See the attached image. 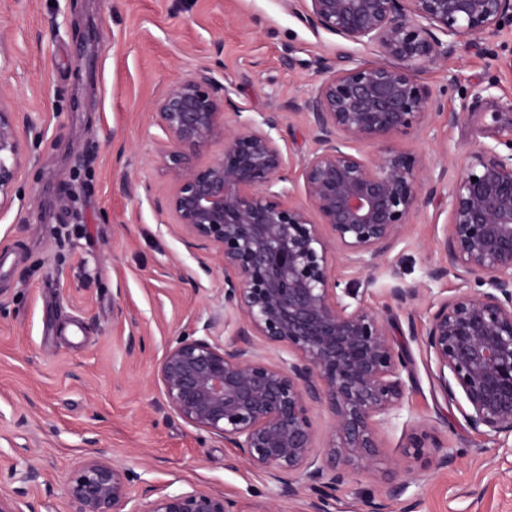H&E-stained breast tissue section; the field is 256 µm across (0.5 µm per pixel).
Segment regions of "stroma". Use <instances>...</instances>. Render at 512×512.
<instances>
[{
	"label": "stroma",
	"instance_id": "35a3bbf8",
	"mask_svg": "<svg viewBox=\"0 0 512 512\" xmlns=\"http://www.w3.org/2000/svg\"><path fill=\"white\" fill-rule=\"evenodd\" d=\"M284 0H0V101L19 133L41 130L20 192L0 210V487L32 512H68L74 465L104 457L130 470L148 501L191 488L224 493L237 512H311L306 491L281 495L223 439L198 433L169 407L154 365L176 336L224 314V265L187 247L158 201L172 184L156 163L164 135L151 121L156 97L198 67L216 64L236 109L283 115L275 137L288 177L312 148L302 104L317 77L309 61L332 52ZM492 57L469 45L429 65L423 84L448 113L395 133L362 154L465 157L512 134V38ZM298 66L286 65L287 56ZM448 215V189L409 218L364 295L387 317L410 357L407 395L379 430L380 455L337 490L328 512H360L392 482L405 483L387 512H512V447L474 431L433 379L422 345L429 302L453 294L432 281ZM421 296L398 306L391 271ZM430 445L408 447L414 430ZM454 461L438 469L441 454ZM33 470L37 482L9 479Z\"/></svg>",
	"mask_w": 512,
	"mask_h": 512
}]
</instances>
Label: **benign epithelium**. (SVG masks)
I'll return each mask as SVG.
<instances>
[{"label": "benign epithelium", "mask_w": 512, "mask_h": 512, "mask_svg": "<svg viewBox=\"0 0 512 512\" xmlns=\"http://www.w3.org/2000/svg\"><path fill=\"white\" fill-rule=\"evenodd\" d=\"M308 28L341 40L316 58L318 77L304 100L313 149L300 163L305 201L294 202L287 162L272 131L280 115L255 120L234 108L210 66L160 95L152 119L165 140L158 160L174 189L165 199L173 223L224 262V327L229 339L179 336L155 376L174 413L243 459L283 494L301 485L313 512L379 453L377 427L402 409L408 357L387 321L363 303L360 284L408 232L409 216L448 181V218L433 280L458 281L431 303L423 347L449 400L460 394L470 427L502 444L512 438V136L504 149L482 146L438 175L422 155L351 152L410 132L440 114L421 83L426 66L460 47L489 43L512 28V0H288ZM373 47L358 60L350 45ZM224 148L201 166L215 140ZM29 142L0 107V208L13 201ZM365 273L342 282L331 260ZM400 306L420 289L392 273ZM288 348L277 363L268 348ZM325 404L333 426L322 450L310 411ZM66 496L69 512H232L222 492L161 493L141 503L130 475L111 461L79 462Z\"/></svg>", "instance_id": "1"}]
</instances>
